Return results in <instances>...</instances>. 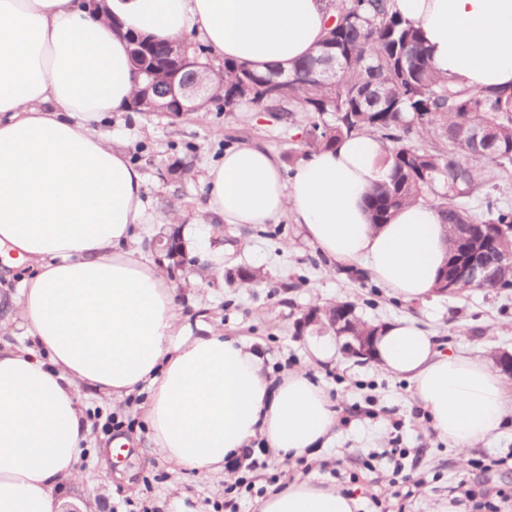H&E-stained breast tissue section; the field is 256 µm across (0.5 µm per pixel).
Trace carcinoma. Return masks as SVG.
<instances>
[{
  "label": "carcinoma",
  "instance_id": "obj_1",
  "mask_svg": "<svg viewBox=\"0 0 512 512\" xmlns=\"http://www.w3.org/2000/svg\"><path fill=\"white\" fill-rule=\"evenodd\" d=\"M345 24L326 34L324 47L288 68V82L264 98L263 81L278 68L259 70L224 62L216 97L224 111L248 103L289 128L305 129L307 150L331 149L352 133H367L385 147L383 163L389 181L375 187L367 204L371 223L387 224L408 203L430 202L450 224V252L480 250L483 242H462V224L512 227V208L484 198L481 211L469 199L480 187L479 172L488 164H512V93L474 91L439 77L423 44L420 29L404 21L390 0H336L332 9ZM345 54L336 83L317 84L309 78L322 51ZM376 82L382 103L374 107L357 98L368 81ZM488 133L479 147L466 134ZM512 247L507 238L484 253L496 276L489 289L512 288V259H500V249Z\"/></svg>",
  "mask_w": 512,
  "mask_h": 512
}]
</instances>
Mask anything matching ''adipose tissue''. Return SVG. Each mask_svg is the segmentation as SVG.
Returning a JSON list of instances; mask_svg holds the SVG:
<instances>
[{"mask_svg": "<svg viewBox=\"0 0 512 512\" xmlns=\"http://www.w3.org/2000/svg\"><path fill=\"white\" fill-rule=\"evenodd\" d=\"M122 23L82 0H0V254L26 274L0 282V512H61L82 484L89 389L116 402L147 386L153 453L231 481L226 462L255 439L282 463L328 441L336 412L306 373L272 377L260 349L188 322L178 292L130 242L147 222L145 179L96 124L135 89L126 33L189 34L212 55L259 69L289 66L320 42L327 0H108ZM419 25L449 81L512 91V0H393ZM384 148L362 134L285 174L260 145L225 150L205 169L216 224H275L294 213L334 262L360 264L403 301L435 291L449 227L418 202L390 223L366 199L385 178ZM377 363L412 383L433 427L459 453L498 429L507 398L482 358L445 353L411 318L382 325ZM360 500L311 480L270 495L260 512H359Z\"/></svg>", "mask_w": 512, "mask_h": 512, "instance_id": "adipose-tissue-1", "label": "adipose tissue"}]
</instances>
